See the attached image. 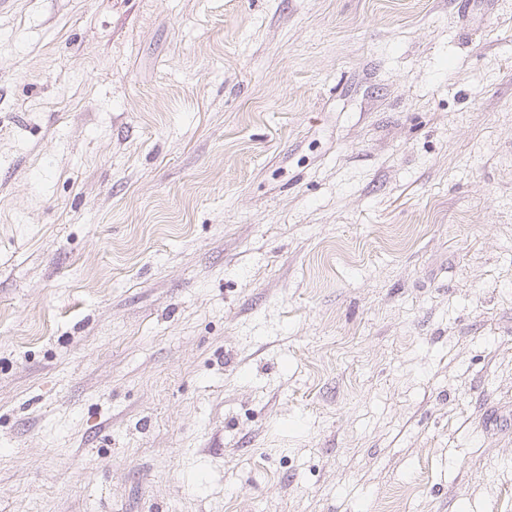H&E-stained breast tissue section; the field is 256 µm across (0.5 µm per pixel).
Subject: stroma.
<instances>
[{"mask_svg":"<svg viewBox=\"0 0 512 512\" xmlns=\"http://www.w3.org/2000/svg\"><path fill=\"white\" fill-rule=\"evenodd\" d=\"M0 512H512V0L0 10Z\"/></svg>","mask_w":512,"mask_h":512,"instance_id":"1","label":"stroma"}]
</instances>
